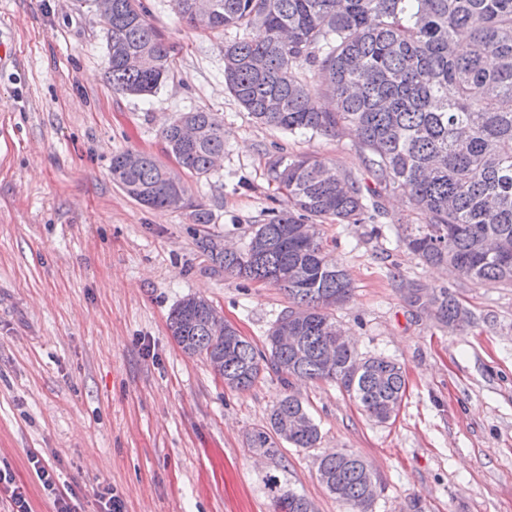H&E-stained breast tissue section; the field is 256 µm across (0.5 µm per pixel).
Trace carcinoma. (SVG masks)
Returning a JSON list of instances; mask_svg holds the SVG:
<instances>
[{"label":"carcinoma","instance_id":"cac0c4a2","mask_svg":"<svg viewBox=\"0 0 512 512\" xmlns=\"http://www.w3.org/2000/svg\"><path fill=\"white\" fill-rule=\"evenodd\" d=\"M179 16L197 26L199 12L210 31L259 27L260 40L238 36L224 44V84L257 122L292 135L336 136L349 129L378 188L409 196L418 224L399 225V242L420 262L451 266L476 283L512 286V0H172ZM106 78L116 93L149 96L170 73L171 52L149 20L141 0H112L103 19ZM465 31L470 44L457 50ZM151 55L156 64L144 67ZM320 77V91L300 69ZM192 122L198 136L178 138ZM167 153L198 177L213 172L224 153V121L215 112H183L161 132ZM126 153L112 157V182L154 209L172 206L177 181L150 154L134 168ZM269 176L285 195L286 207L256 225L242 251L229 252L214 239L202 241L224 273L283 289L292 306L271 328L270 354L258 350L232 324L216 332L212 303L189 297L169 316V331L182 350L219 364L224 384L245 391L271 370L281 377L334 381L353 393L363 411L385 423L397 411L406 388L402 367L383 356L361 357L340 350L326 365L323 351L336 344L339 325L329 309L352 292L347 272L323 243L316 219L358 224L372 205L358 180L307 157L280 156ZM437 319L455 326L467 311L442 289L430 295ZM293 319L297 347L278 344V325ZM308 424L284 433L296 416ZM318 425L292 393L272 408L269 428L249 442L269 455L283 442L314 448ZM326 490L349 512H369L372 479L358 455L338 451L323 457ZM276 512H314L313 503L266 479Z\"/></svg>","mask_w":512,"mask_h":512}]
</instances>
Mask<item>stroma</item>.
<instances>
[{"mask_svg":"<svg viewBox=\"0 0 512 512\" xmlns=\"http://www.w3.org/2000/svg\"><path fill=\"white\" fill-rule=\"evenodd\" d=\"M174 47L168 79L146 97L114 93L104 25L89 0H0V469L30 512H54L31 468L38 450L81 512L112 490L124 512H275L274 475L316 512H347L317 476L331 450L355 452L377 481L371 512H512V287L477 284L420 263L398 241L402 192L362 224L319 222L352 296L330 314L360 355L407 376L395 418H369L336 382H298L321 432L317 447L268 456L247 437L285 389L269 372L230 389L168 329L184 298L208 299L260 351L288 297L224 274L200 246L241 248L278 193V156L307 155L375 181L353 134L303 136L257 124L224 87L221 34L190 27L171 0H143ZM224 117V158L184 174L186 206L148 208L110 176L112 157L173 160L160 132L179 113ZM213 220L194 223L192 208ZM448 289L470 312L447 328L414 296Z\"/></svg>","mask_w":512,"mask_h":512,"instance_id":"obj_1","label":"stroma"}]
</instances>
